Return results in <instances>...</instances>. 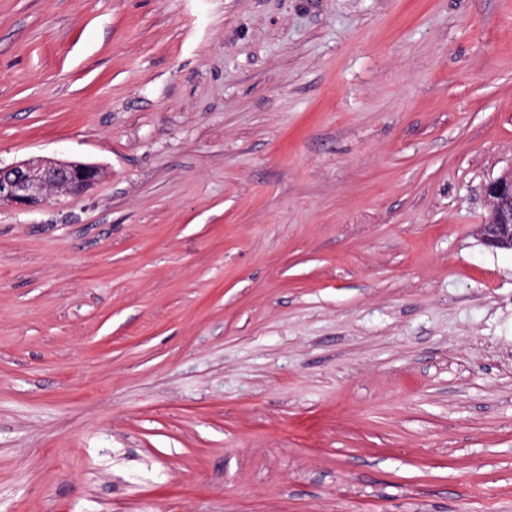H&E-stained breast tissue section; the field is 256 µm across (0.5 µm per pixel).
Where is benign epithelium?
Segmentation results:
<instances>
[{"label":"benign epithelium","instance_id":"1","mask_svg":"<svg viewBox=\"0 0 512 512\" xmlns=\"http://www.w3.org/2000/svg\"><path fill=\"white\" fill-rule=\"evenodd\" d=\"M102 177L100 168L77 161L31 157L0 166V210H35L55 193L63 198H80ZM488 221L479 225L481 242L491 249L512 250V166L484 188Z\"/></svg>","mask_w":512,"mask_h":512}]
</instances>
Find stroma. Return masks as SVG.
Wrapping results in <instances>:
<instances>
[{
  "mask_svg": "<svg viewBox=\"0 0 512 512\" xmlns=\"http://www.w3.org/2000/svg\"><path fill=\"white\" fill-rule=\"evenodd\" d=\"M0 512H512V0H0ZM101 177L93 164L39 156L5 167L0 164V210H35L52 193L78 199ZM489 209L486 224H479L481 242L491 249L512 250V166L484 188ZM507 199L510 207L506 205Z\"/></svg>",
  "mask_w": 512,
  "mask_h": 512,
  "instance_id": "35a3bbf8",
  "label": "stroma"
}]
</instances>
